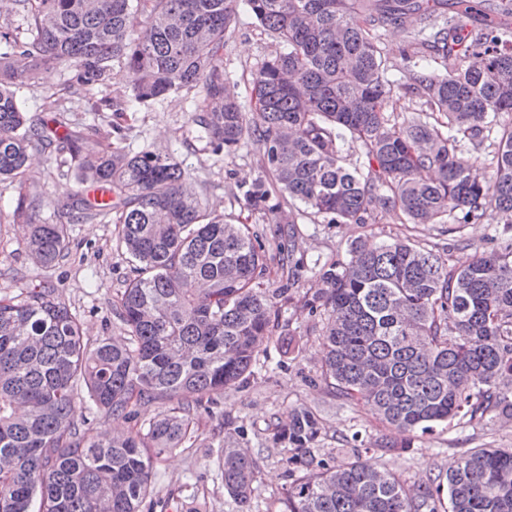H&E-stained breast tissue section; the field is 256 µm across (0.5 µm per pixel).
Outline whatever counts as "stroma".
<instances>
[{
    "instance_id": "obj_1",
    "label": "stroma",
    "mask_w": 512,
    "mask_h": 512,
    "mask_svg": "<svg viewBox=\"0 0 512 512\" xmlns=\"http://www.w3.org/2000/svg\"><path fill=\"white\" fill-rule=\"evenodd\" d=\"M380 42L387 75L395 84L388 109L401 122L419 107L418 99L403 89L410 65L404 53L407 34L388 28L382 31ZM273 49L251 14L240 12L220 57L225 72L237 83L240 101H249L251 74ZM70 75L69 69L61 67L42 73L37 80L19 82L17 96L24 111L47 121L56 110H64L71 130L77 133L92 124L104 129L117 122L126 129L125 150L170 154L210 209L239 216L260 237L270 256L262 282L269 289L280 288L286 277L277 259L281 240L275 225L269 224L263 211L240 208L234 199L240 185H251L261 173L259 145L249 143L231 156L214 155L191 121L193 104L202 95L200 88L184 89L143 107L131 103L129 79L121 63H113L106 84L84 98L69 93ZM102 98L127 103L128 108L120 115L93 111L95 101ZM87 190V185L79 183L74 168H56L42 156L32 163L22 182L0 180V295L12 296L42 283L54 285L79 316L89 340H118L124 335V327L112 304L132 277L133 265L118 244L113 219L70 225V255L49 268L32 259L14 220L20 193L40 195V217L49 221L71 211L77 193ZM359 237L377 242L408 238L444 252L452 263L461 264L474 252L512 244V223L485 220L475 224H405L396 213L378 211L367 223L340 226L327 223L321 216H300L291 242L299 262L291 289L293 299L282 303L279 326L258 354L270 369L250 376L243 385L225 389L212 413L198 416L193 446L176 449L154 463L155 492L168 500V512H188L192 507L200 512H235V504L224 492L217 463L218 445L227 439L258 460L252 512H275L290 479L283 453L270 448L268 437L273 425L287 420L294 408L305 407L317 415L323 446L336 457L347 438L357 435L366 440L382 432L383 426L370 406L347 402L320 381L321 321L303 305L305 296L317 287L315 270L347 259L351 241ZM286 342L291 343V351L283 350ZM170 406L167 400L137 405L131 420L101 410L87 412L86 418L94 434L107 437L116 428H146ZM475 447L512 448V419H496L476 428H439L416 441L410 450L370 453L366 459L413 483L447 470L461 450Z\"/></svg>"
}]
</instances>
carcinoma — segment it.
<instances>
[{"mask_svg":"<svg viewBox=\"0 0 512 512\" xmlns=\"http://www.w3.org/2000/svg\"><path fill=\"white\" fill-rule=\"evenodd\" d=\"M26 35L0 27V178L24 175L29 151L67 154L108 198L77 200L66 221L43 222L42 201L21 194L34 261L69 254L68 225L116 214L117 241L135 262L115 310L124 337L91 344L57 289L0 296V512H166L154 496L153 461L195 437L194 421L224 388L254 374L257 349L279 325L277 298L260 282L265 245L233 214L208 211L166 154L112 146L124 128L75 134L63 116L29 120L13 86L66 67L74 92L125 65L132 99L149 105L183 88L204 97L192 122L216 154L260 145L262 176L243 207L288 225L298 202L330 224H365L394 210L409 224L512 222V125L491 158L500 117L512 115V0H12ZM245 7L276 46L252 75L248 118L236 83L213 65ZM482 23L468 30L462 19ZM146 16L140 25L138 16ZM409 34L404 88L422 101L401 123L388 112L394 82L377 32ZM441 59L444 71L423 61ZM359 145L367 165L347 163ZM350 258L319 270L306 300L322 322L321 380L346 401L364 400L388 433L342 463L321 454L313 412L296 408L272 443L288 451L291 482L279 512H512V448H468L446 473L410 487L362 461L407 450L440 424L512 418V245L462 266L410 241H352ZM173 411L102 440L77 424L89 402L119 417L145 401ZM224 492L251 512L255 459L219 451ZM448 489V499L441 496Z\"/></svg>","mask_w":512,"mask_h":512,"instance_id":"obj_1","label":"carcinoma"}]
</instances>
